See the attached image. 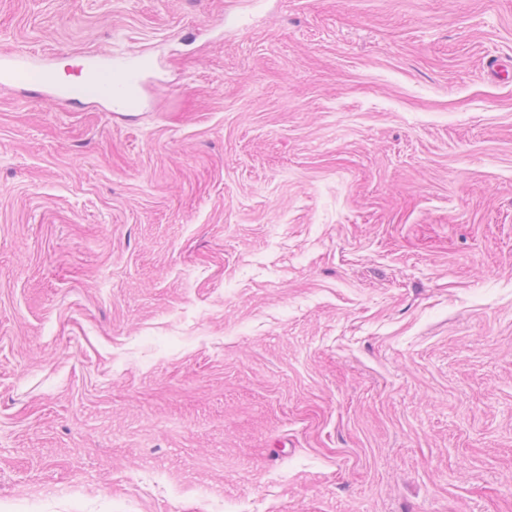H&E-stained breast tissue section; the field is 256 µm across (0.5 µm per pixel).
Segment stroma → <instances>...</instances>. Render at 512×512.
<instances>
[{
  "label": "stroma",
  "instance_id": "35a3bbf8",
  "mask_svg": "<svg viewBox=\"0 0 512 512\" xmlns=\"http://www.w3.org/2000/svg\"><path fill=\"white\" fill-rule=\"evenodd\" d=\"M143 55L0 86V512H512V0H0ZM129 63L120 56H109L106 59H97L95 57L87 58L85 67L79 69V76L81 80L68 88H57L55 96L59 99H65L72 95L82 93L86 89L93 90V71L102 67H109L112 70V80L118 86L128 85L131 86L136 93L137 88L142 81V75L147 69V65L136 60Z\"/></svg>",
  "mask_w": 512,
  "mask_h": 512
}]
</instances>
